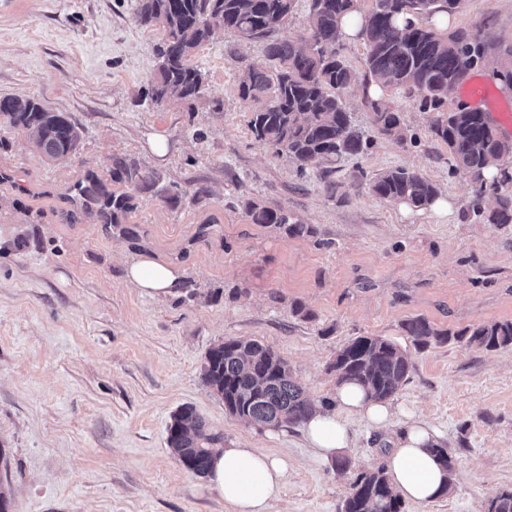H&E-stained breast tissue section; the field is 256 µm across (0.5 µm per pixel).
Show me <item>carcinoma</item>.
Listing matches in <instances>:
<instances>
[{"label":"carcinoma","mask_w":512,"mask_h":512,"mask_svg":"<svg viewBox=\"0 0 512 512\" xmlns=\"http://www.w3.org/2000/svg\"><path fill=\"white\" fill-rule=\"evenodd\" d=\"M296 0H139L137 21L163 30L157 49L158 66L148 95L157 104L197 98L205 90V75L192 63L196 49L217 27L231 29L246 40L264 42L266 62L251 64L239 80V96L258 106L250 122L255 139L285 153L300 170L311 163H333L345 155H358L368 139L354 123L342 92L355 81V73L340 53L341 23L353 12L362 13L359 36L365 41V83L386 90H403L417 96L420 107L436 116L432 124L453 155L458 168L473 177V195L494 196L490 224H512V183L507 168L512 145L504 140L485 113L468 108L445 109L448 90L473 68L484 64L489 44L465 29L447 33L424 23L438 14L461 11L465 0H372L361 12L360 0H309L310 35L293 39L282 34L294 12ZM377 131L405 139L400 113L383 99L365 98ZM0 117L13 126L35 134V147L49 159L76 154L79 129L62 113L53 112L32 97H0ZM121 176L136 186L150 188L147 172L124 169ZM377 196L427 209L438 189L420 173L396 168L371 181ZM81 193L100 204L108 224H119L132 209V197L103 191L97 185ZM254 224L287 226L297 235L302 224L290 223L281 209L248 204ZM416 345L426 347L451 340L476 348H512V321L479 323L452 331L434 327L422 317L402 323ZM412 369L407 355L388 339L359 336L336 352L329 370L338 382L353 381L369 396L387 400L400 391ZM202 381L224 400V409L258 429L301 425L317 407L330 408L333 401L315 403L296 383L287 361L255 340L228 339L212 346L202 364ZM167 443L189 472L206 475L213 452L224 447V434L212 430L191 406L181 407L167 428ZM448 472L446 488L454 473L452 450L434 448ZM382 468L357 475L341 512H402ZM487 512H512V491L488 501Z\"/></svg>","instance_id":"carcinoma-1"}]
</instances>
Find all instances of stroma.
Listing matches in <instances>:
<instances>
[{
	"mask_svg": "<svg viewBox=\"0 0 512 512\" xmlns=\"http://www.w3.org/2000/svg\"><path fill=\"white\" fill-rule=\"evenodd\" d=\"M138 4L0 0V97L36 98L82 134L75 155L51 161L31 131L0 121V230L12 239L0 253V484L15 512H230L167 444L184 405L225 445L287 458L270 512H340L357 474L384 465L392 434L416 418L453 448L454 483L404 512H486L490 496L512 490V349H420L401 324L512 321V224L474 214L468 175L414 98L382 95L406 140L377 131L363 40L341 41L356 76L343 99L371 144L339 172L301 174L255 140L253 105L238 95L263 43L216 28L193 58L204 94L156 105L143 91L162 32L137 22ZM447 23L491 43L473 74L499 89L497 72L512 67V0H466ZM123 164L152 173L154 189L113 181ZM395 167L427 177L446 210L377 197L371 180ZM93 180L131 195L121 223H103L79 197ZM251 202L288 211L307 234L251 223ZM140 254L182 270L175 295L126 284L125 264ZM358 336L391 339L413 368L388 430L350 420L344 471L316 460L301 428L249 426L202 382L207 350L245 338L283 357L311 398H329L328 365Z\"/></svg>",
	"mask_w": 512,
	"mask_h": 512,
	"instance_id": "obj_1",
	"label": "stroma"
}]
</instances>
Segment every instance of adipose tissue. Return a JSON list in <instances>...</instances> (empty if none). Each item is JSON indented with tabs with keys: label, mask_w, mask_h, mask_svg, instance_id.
<instances>
[{
	"label": "adipose tissue",
	"mask_w": 512,
	"mask_h": 512,
	"mask_svg": "<svg viewBox=\"0 0 512 512\" xmlns=\"http://www.w3.org/2000/svg\"><path fill=\"white\" fill-rule=\"evenodd\" d=\"M126 280L142 295L157 298L180 288L181 273L170 264L142 255L129 264ZM333 402L332 408L317 410L302 428L307 445L321 461L330 460L349 446L350 419L377 428L388 426L393 419L391 403L373 400L362 386L352 382L337 385ZM441 443V434L421 420L412 421L396 435L385 469L404 499L428 504L442 496L448 474L433 453ZM287 474L284 458L253 448L227 446L215 452L206 481L231 512H269Z\"/></svg>",
	"instance_id": "obj_1"
}]
</instances>
